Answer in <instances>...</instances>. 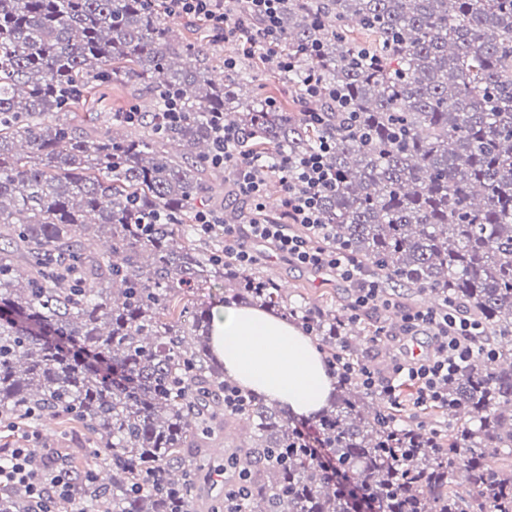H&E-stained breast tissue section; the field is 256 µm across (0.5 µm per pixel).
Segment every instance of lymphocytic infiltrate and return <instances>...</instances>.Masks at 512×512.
I'll return each mask as SVG.
<instances>
[{"label": "lymphocytic infiltrate", "instance_id": "lymphocytic-infiltrate-1", "mask_svg": "<svg viewBox=\"0 0 512 512\" xmlns=\"http://www.w3.org/2000/svg\"><path fill=\"white\" fill-rule=\"evenodd\" d=\"M165 2L168 14L204 18L214 30L240 38L253 48L269 52L279 48L280 15L286 0H244L249 14L261 22L254 33L245 31L240 24L230 22L227 15L216 11L215 0ZM331 149V143L324 140L313 151L279 161L277 170L286 194L285 219L272 223L261 217L266 206L258 157L243 148L236 130L222 129L212 161L230 170L240 196L260 214L259 219L247 224L225 225L224 251L231 254L239 266L246 268L257 261L246 245L247 240L266 242L290 261L319 271H332L350 282L354 289L355 310L390 308L391 301L380 282L356 260L336 249L322 221L320 200L325 190L336 184V177L326 164ZM481 329L478 322L452 314L444 307L405 309L400 313V334L406 340L421 333L429 336L432 347L429 355L423 358L401 356L385 374L366 365L358 367L341 360L331 363L330 369L334 377L356 381L392 405L399 404L401 387L407 383L415 388L416 407L444 406L448 403L446 386L474 357V344ZM43 463L38 449H12L8 457L0 456V484L24 482L32 495L41 496L43 483L47 481L43 476Z\"/></svg>", "mask_w": 512, "mask_h": 512}]
</instances>
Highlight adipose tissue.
Here are the masks:
<instances>
[{
	"instance_id": "adipose-tissue-1",
	"label": "adipose tissue",
	"mask_w": 512,
	"mask_h": 512,
	"mask_svg": "<svg viewBox=\"0 0 512 512\" xmlns=\"http://www.w3.org/2000/svg\"><path fill=\"white\" fill-rule=\"evenodd\" d=\"M211 343L229 376L277 400L293 417L313 415L333 391V379L311 340L280 317L224 306L213 317Z\"/></svg>"
}]
</instances>
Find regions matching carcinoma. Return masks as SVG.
Returning <instances> with one entry per match:
<instances>
[{
  "label": "carcinoma",
  "mask_w": 512,
  "mask_h": 512,
  "mask_svg": "<svg viewBox=\"0 0 512 512\" xmlns=\"http://www.w3.org/2000/svg\"><path fill=\"white\" fill-rule=\"evenodd\" d=\"M280 34L295 58L280 73L290 108L270 105L239 60L212 78L199 58L220 39L180 38L156 2L0 0V423L84 431L50 463L70 490L57 512H224L242 486L244 512H354L287 409L251 392L224 407L235 383L194 299L220 279L239 303L297 320L327 359L372 362L358 337L380 332L376 311L288 307L274 279L209 246L221 231L195 228L198 201L223 225L250 220L222 202L220 126L271 164L326 138L336 188L321 214L336 247L396 298L428 292L481 323L492 355L433 409L451 435L403 425L342 381L315 437L376 512H512V0H288ZM117 80L152 111L106 127L72 112L90 85ZM92 231L106 249L87 244ZM221 437L226 500L209 504L208 468L193 461ZM39 510L25 486L0 487V512Z\"/></svg>",
  "instance_id": "carcinoma-1"
}]
</instances>
